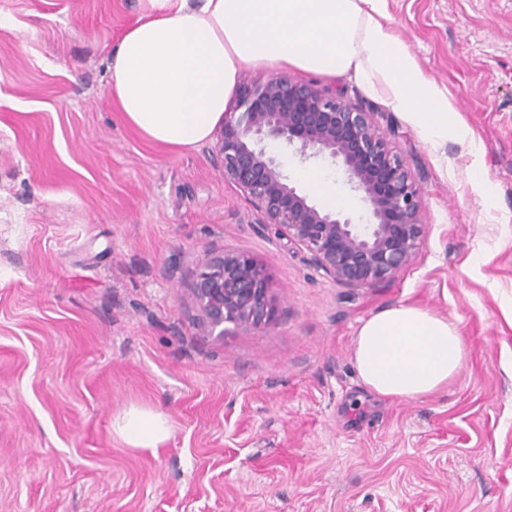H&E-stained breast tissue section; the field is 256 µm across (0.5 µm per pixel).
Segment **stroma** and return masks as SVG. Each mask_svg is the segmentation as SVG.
<instances>
[{
  "mask_svg": "<svg viewBox=\"0 0 512 512\" xmlns=\"http://www.w3.org/2000/svg\"><path fill=\"white\" fill-rule=\"evenodd\" d=\"M153 0H0V512H512V0H388L392 31L482 147L425 143L347 73L292 77L372 113L422 191L390 281L347 288L259 222L211 141L127 125L109 51ZM255 256L277 322L207 338L205 254ZM401 304L448 318L465 366L414 400L366 390L359 326ZM163 412L155 450L113 419Z\"/></svg>",
  "mask_w": 512,
  "mask_h": 512,
  "instance_id": "1",
  "label": "stroma"
}]
</instances>
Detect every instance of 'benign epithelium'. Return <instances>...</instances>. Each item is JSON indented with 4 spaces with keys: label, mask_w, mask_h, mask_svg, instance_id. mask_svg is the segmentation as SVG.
Returning a JSON list of instances; mask_svg holds the SVG:
<instances>
[{
    "label": "benign epithelium",
    "mask_w": 512,
    "mask_h": 512,
    "mask_svg": "<svg viewBox=\"0 0 512 512\" xmlns=\"http://www.w3.org/2000/svg\"><path fill=\"white\" fill-rule=\"evenodd\" d=\"M212 155L262 223L299 243L311 264L347 288L389 281L413 259L422 235L421 193L410 170L371 116L310 81L276 74L238 89L217 127ZM277 142L303 163L339 166L367 204L370 222L354 224L318 208L290 185L267 152ZM190 292L206 336L224 342L229 327L259 329L279 318L267 268L244 252L224 251L199 265Z\"/></svg>",
    "instance_id": "7a95c632"
}]
</instances>
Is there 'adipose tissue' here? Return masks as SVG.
<instances>
[{"instance_id": "1", "label": "adipose tissue", "mask_w": 512, "mask_h": 512, "mask_svg": "<svg viewBox=\"0 0 512 512\" xmlns=\"http://www.w3.org/2000/svg\"><path fill=\"white\" fill-rule=\"evenodd\" d=\"M387 20V0H162L158 12L124 31L110 56V96L151 141L184 148L222 122L242 68L350 72L423 141L467 142L478 153L447 93ZM353 359L372 393L417 399L461 373L465 338L448 319L400 305L362 323ZM113 428L141 449H156L170 434L167 417L148 409L123 413Z\"/></svg>"}]
</instances>
